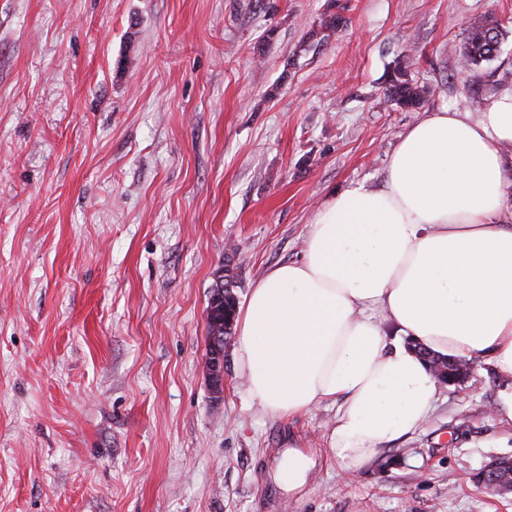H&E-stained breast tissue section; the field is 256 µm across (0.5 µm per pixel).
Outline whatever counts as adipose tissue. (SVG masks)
Masks as SVG:
<instances>
[{
	"label": "adipose tissue",
	"instance_id": "adipose-tissue-1",
	"mask_svg": "<svg viewBox=\"0 0 512 512\" xmlns=\"http://www.w3.org/2000/svg\"><path fill=\"white\" fill-rule=\"evenodd\" d=\"M512 91L479 114L441 109L402 135L381 187L316 210L300 259L276 264L236 315L251 402L290 418L336 408L329 454L355 477L424 429L440 385L405 336L491 366V414L512 427Z\"/></svg>",
	"mask_w": 512,
	"mask_h": 512
}]
</instances>
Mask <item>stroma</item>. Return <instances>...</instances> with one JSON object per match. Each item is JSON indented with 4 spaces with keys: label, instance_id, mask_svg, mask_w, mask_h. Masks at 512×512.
Returning <instances> with one entry per match:
<instances>
[{
    "label": "stroma",
    "instance_id": "obj_1",
    "mask_svg": "<svg viewBox=\"0 0 512 512\" xmlns=\"http://www.w3.org/2000/svg\"><path fill=\"white\" fill-rule=\"evenodd\" d=\"M491 13L470 97L464 31ZM405 54L412 110L385 100ZM511 90L512 0H0V512H512L475 480L512 458L480 361L354 479L335 407L263 413L231 354L217 404L203 370L216 270L246 300L424 112ZM288 440L315 460L295 491ZM506 31L502 20L487 15L473 22L465 32L461 70L469 73L483 62H491L498 55Z\"/></svg>",
    "mask_w": 512,
    "mask_h": 512
}]
</instances>
